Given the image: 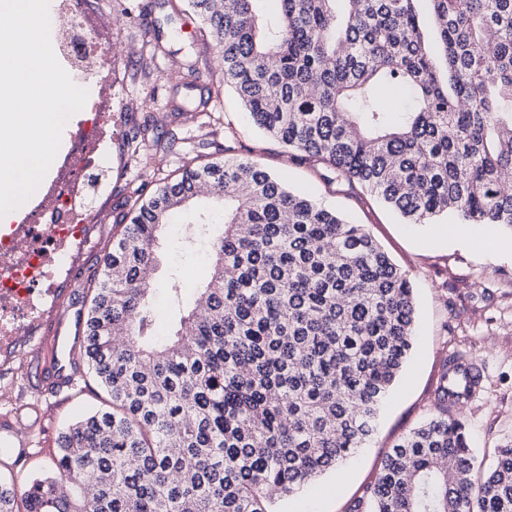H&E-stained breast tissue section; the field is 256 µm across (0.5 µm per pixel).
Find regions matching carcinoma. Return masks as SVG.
I'll use <instances>...</instances> for the list:
<instances>
[{"mask_svg": "<svg viewBox=\"0 0 512 512\" xmlns=\"http://www.w3.org/2000/svg\"><path fill=\"white\" fill-rule=\"evenodd\" d=\"M254 2L189 5L256 126L410 224L512 231V0H426V17L420 0H279L269 21ZM385 84L413 106L389 111ZM201 184L224 205L217 224L189 220L210 252L206 305L175 276L162 324L148 273ZM123 207L84 322L107 403L59 433L54 476L0 481V512H270V493L364 447L415 341L411 283L364 225L244 158L189 163ZM451 395L445 372L368 512H512V446L478 473Z\"/></svg>", "mask_w": 512, "mask_h": 512, "instance_id": "cac0c4a2", "label": "carcinoma"}]
</instances>
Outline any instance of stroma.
Segmentation results:
<instances>
[{
  "mask_svg": "<svg viewBox=\"0 0 512 512\" xmlns=\"http://www.w3.org/2000/svg\"><path fill=\"white\" fill-rule=\"evenodd\" d=\"M112 26V182L89 225L91 247L75 262L74 278L58 292L61 306L88 308L116 215L136 191L152 192L190 161L249 158L294 191L365 225L411 281L416 299V342L399 382L386 400L369 443L350 461L301 493L273 498L272 512H349L372 484L392 446L431 416L449 358H474L483 370L479 395L448 407L463 419L477 461L490 463L494 448L512 444V233L444 217L407 224L367 191L346 192L251 124L231 89L219 86L218 52L185 0H96ZM139 142H171L148 161L132 156L128 133ZM183 233L167 231L151 286L164 304L171 270L186 287L201 282L208 252H187ZM44 334L22 337L14 384L0 383V421L11 420L28 444L24 461L0 456V480L24 488L48 473L58 434L105 404L106 394L78 362L77 386L52 394L41 385Z\"/></svg>",
  "mask_w": 512,
  "mask_h": 512,
  "instance_id": "stroma-1",
  "label": "stroma"
}]
</instances>
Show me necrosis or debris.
<instances>
[{
	"label": "necrosis or debris",
	"instance_id": "1",
	"mask_svg": "<svg viewBox=\"0 0 512 512\" xmlns=\"http://www.w3.org/2000/svg\"><path fill=\"white\" fill-rule=\"evenodd\" d=\"M60 7L69 23L57 52L68 70L92 79L96 93L68 149L56 155L53 179L39 184L26 203L27 217L0 237V353L17 337L34 335L56 288L70 281L87 244L93 203L112 172V28L91 0H61Z\"/></svg>",
	"mask_w": 512,
	"mask_h": 512
}]
</instances>
